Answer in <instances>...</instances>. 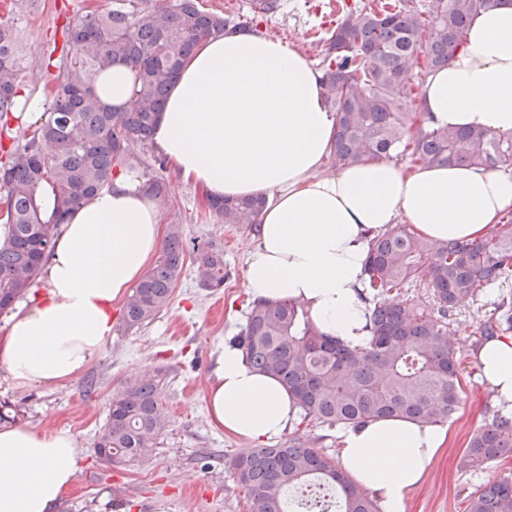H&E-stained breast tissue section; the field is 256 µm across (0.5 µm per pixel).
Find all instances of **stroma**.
Here are the masks:
<instances>
[{"mask_svg": "<svg viewBox=\"0 0 512 512\" xmlns=\"http://www.w3.org/2000/svg\"><path fill=\"white\" fill-rule=\"evenodd\" d=\"M209 11L234 15L244 26L280 38L309 53L306 41L335 20L330 0H282L279 13H255L253 0H199ZM111 0H0V20L9 21L23 37L28 77L24 94L42 96L41 77L61 50L62 30L69 17L84 7H109ZM140 173L162 175L172 192L163 200L167 217L178 218L187 241L212 242L224 250L229 277L210 292L195 278V260L187 258L167 311L139 330H113L102 351L76 379L64 384L36 383L18 387L0 366V400L19 406L20 424L31 429L69 430L78 448L72 488L56 512H247L245 492L226 462L253 449V442L233 438L214 427L206 390L224 345L246 323L248 252L256 243L253 228L224 224L212 217L201 193L170 169H159L152 148L141 151ZM498 289L481 290L469 308L459 311L461 404L447 422V443L429 466L425 481L411 494L407 512H466L467 496L477 487L502 478L504 464L473 472L460 465L470 436L490 423L498 406L481 381L473 353L472 327L489 317ZM160 369L166 372L162 402L169 422L145 462L131 467L99 459L94 441L108 413L111 392L125 379Z\"/></svg>", "mask_w": 512, "mask_h": 512, "instance_id": "obj_1", "label": "stroma"}]
</instances>
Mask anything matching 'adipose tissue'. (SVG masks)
I'll return each instance as SVG.
<instances>
[{"label": "adipose tissue", "instance_id": "adipose-tissue-1", "mask_svg": "<svg viewBox=\"0 0 512 512\" xmlns=\"http://www.w3.org/2000/svg\"><path fill=\"white\" fill-rule=\"evenodd\" d=\"M320 72L278 38L244 29L200 44L172 83L152 133L154 150L209 199L267 198L249 252V301L301 302L324 334L368 345L365 259L398 223L421 240L482 236L512 211V168L407 167L364 157L320 175L336 132ZM133 69L114 63L96 76L98 98L126 105ZM419 109L434 127L512 134V6L473 16L448 66L427 76ZM163 212L145 177L124 169L75 208L56 236L45 296L14 316L0 338V365L16 385L78 377L113 330L112 305L158 255ZM494 401L512 410V335L475 353ZM209 418L251 442L281 437L300 409L276 378L225 346L206 393ZM446 441L438 424L374 418L336 429L342 470L381 512H406L411 492ZM77 448L66 430L0 428V512H54L72 487Z\"/></svg>", "mask_w": 512, "mask_h": 512}]
</instances>
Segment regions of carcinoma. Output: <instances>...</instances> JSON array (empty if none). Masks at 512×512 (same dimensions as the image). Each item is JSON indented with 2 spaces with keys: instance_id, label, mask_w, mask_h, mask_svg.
Wrapping results in <instances>:
<instances>
[{
  "instance_id": "carcinoma-1",
  "label": "carcinoma",
  "mask_w": 512,
  "mask_h": 512,
  "mask_svg": "<svg viewBox=\"0 0 512 512\" xmlns=\"http://www.w3.org/2000/svg\"><path fill=\"white\" fill-rule=\"evenodd\" d=\"M503 0H387L342 6L336 26L316 41L322 56L324 100L336 115L332 157L340 168L364 156L398 151L416 165L512 166V137L480 129L434 128L412 104L418 76L448 65L463 44L468 23ZM230 16L203 10L198 0H112L69 22L56 85L40 123L28 126L0 165L7 231L0 237V314L34 286L65 216L108 186L115 171L132 167L149 141L168 88L201 42L236 31ZM115 62L135 70L128 105L109 107L95 95V76ZM26 78L17 29L0 23V128L18 118ZM263 196L214 199L209 212L225 224L256 226ZM200 287L224 286V250L193 243ZM186 260L181 225L170 224L157 264L127 296L122 328L128 332L168 309ZM372 301V338L352 350L321 333L297 302L251 305L231 344L257 371L278 378L292 393L303 420L329 426L403 416L446 422L461 403L458 311L481 288L505 289L512 280V219L469 241L422 246L406 224L373 240L365 262ZM423 288L430 311L401 299ZM497 316L479 321L475 336L512 330V294L502 292ZM166 375L125 380L109 398L95 439L106 463L137 465L156 447L166 422L161 397ZM512 454V418L498 416L475 432L462 454L478 470ZM245 490L248 512H310L293 492L323 487L334 512H378L367 492L333 458L292 438L254 448L227 461ZM467 512H512V477L468 495Z\"/></svg>"
}]
</instances>
